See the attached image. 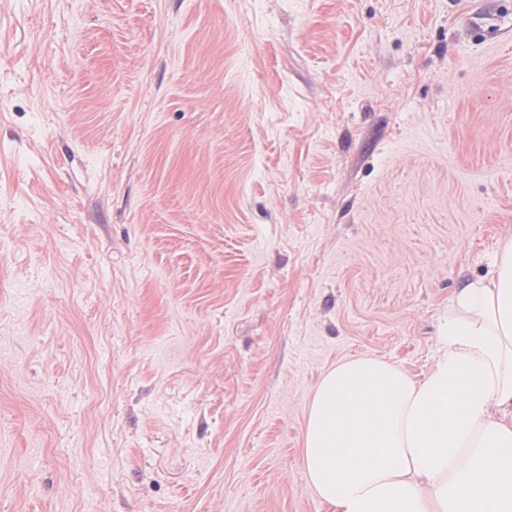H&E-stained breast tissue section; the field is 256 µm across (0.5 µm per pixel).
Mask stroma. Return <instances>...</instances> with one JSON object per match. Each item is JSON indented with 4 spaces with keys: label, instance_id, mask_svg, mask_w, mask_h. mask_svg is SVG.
<instances>
[{
    "label": "stroma",
    "instance_id": "stroma-1",
    "mask_svg": "<svg viewBox=\"0 0 512 512\" xmlns=\"http://www.w3.org/2000/svg\"><path fill=\"white\" fill-rule=\"evenodd\" d=\"M509 239L512 0H0V512H325Z\"/></svg>",
    "mask_w": 512,
    "mask_h": 512
}]
</instances>
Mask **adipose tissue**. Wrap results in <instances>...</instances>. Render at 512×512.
Masks as SVG:
<instances>
[{
	"instance_id": "ef3b65f1",
	"label": "adipose tissue",
	"mask_w": 512,
	"mask_h": 512,
	"mask_svg": "<svg viewBox=\"0 0 512 512\" xmlns=\"http://www.w3.org/2000/svg\"><path fill=\"white\" fill-rule=\"evenodd\" d=\"M424 377L352 358L309 404L302 462L329 512H512V241L454 296Z\"/></svg>"
}]
</instances>
